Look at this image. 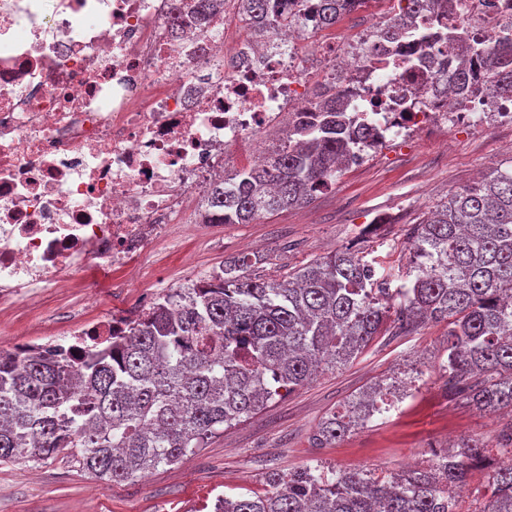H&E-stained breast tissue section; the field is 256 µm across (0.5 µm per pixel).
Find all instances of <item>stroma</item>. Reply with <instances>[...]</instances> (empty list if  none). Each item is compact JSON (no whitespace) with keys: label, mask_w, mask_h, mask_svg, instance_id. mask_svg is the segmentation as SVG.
Masks as SVG:
<instances>
[{"label":"stroma","mask_w":512,"mask_h":512,"mask_svg":"<svg viewBox=\"0 0 512 512\" xmlns=\"http://www.w3.org/2000/svg\"><path fill=\"white\" fill-rule=\"evenodd\" d=\"M497 165H512L511 129L454 126L433 139L385 144L310 203L252 224L203 223L199 203L190 202L139 262L137 275L115 270L97 287L86 280L50 289L32 303L0 306V345L44 344L108 315L139 313L169 288L244 256L257 273L279 281L349 247L377 259L378 275L400 284L412 225ZM446 331V323L429 322L378 337L345 368L320 374L224 428L206 448L141 479H98L70 448L40 462H0V512H202L224 495L264 493L263 477L273 469L319 465L389 474L407 457L448 439L497 438L512 416L479 411L444 393L439 342ZM386 377L413 380L396 411L333 447H315L313 432L327 412Z\"/></svg>","instance_id":"35a3bbf8"}]
</instances>
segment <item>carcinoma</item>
<instances>
[{
	"label": "carcinoma",
	"mask_w": 512,
	"mask_h": 512,
	"mask_svg": "<svg viewBox=\"0 0 512 512\" xmlns=\"http://www.w3.org/2000/svg\"><path fill=\"white\" fill-rule=\"evenodd\" d=\"M238 3L260 37L303 26L290 0H194L200 24ZM368 0H319L317 29L329 28ZM441 0H405L406 14L381 30L394 39ZM507 39L487 51L491 87L512 94ZM332 87L315 94V120L272 144L267 164L233 171L210 186L207 224H251L310 203L347 169L357 142L374 129L351 127ZM239 258L187 287L169 290L112 340L73 361L35 350H0V461H42L77 448L95 476L123 482L205 447L219 427L266 409L315 375L345 367L381 334L446 322L441 362L448 398L477 410L512 413V168H495L450 194L413 228L404 282L392 290L374 262L349 250L316 259L269 281ZM402 401L382 379L318 423L333 446ZM490 445L461 438L425 470L379 481L362 469L326 473L309 465L266 473L262 495L217 499L214 512H457L469 472L485 466ZM481 512H512V466L487 473Z\"/></svg>",
	"instance_id": "obj_1"
}]
</instances>
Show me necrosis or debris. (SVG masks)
I'll return each instance as SVG.
<instances>
[{"label":"necrosis or debris","mask_w":512,"mask_h":512,"mask_svg":"<svg viewBox=\"0 0 512 512\" xmlns=\"http://www.w3.org/2000/svg\"><path fill=\"white\" fill-rule=\"evenodd\" d=\"M447 23L415 22L387 42L394 13L372 6L353 39L295 37L225 46L223 22L200 32L170 0H0V303L31 300L99 270L136 264L171 216L223 175L249 143L265 166L266 130L306 112L310 60L330 61L336 101L386 139L448 125L512 126V96L476 81L438 91L463 42L512 34V0H452ZM125 329L106 317L55 341L78 357Z\"/></svg>","instance_id":"4bbe7bcc"}]
</instances>
